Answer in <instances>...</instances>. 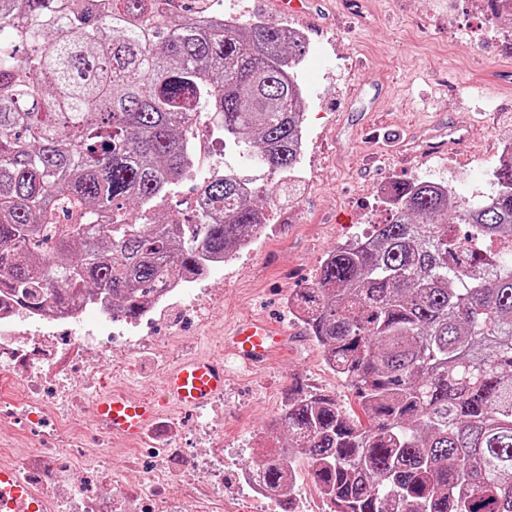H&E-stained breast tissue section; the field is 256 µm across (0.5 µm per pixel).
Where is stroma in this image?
<instances>
[{
    "label": "stroma",
    "instance_id": "35a3bbf8",
    "mask_svg": "<svg viewBox=\"0 0 512 512\" xmlns=\"http://www.w3.org/2000/svg\"><path fill=\"white\" fill-rule=\"evenodd\" d=\"M249 19L288 26L305 35L299 66L304 86L308 148L267 224L245 251L211 270L206 288L221 296L206 320H183L176 298L145 334L179 332L186 346L153 361L116 359L113 384L136 397L159 393L176 360L205 354L223 360L229 375L221 413L206 406L179 414L183 442L191 428L224 424V460L237 470L256 467L288 437L279 428L294 382L350 408L347 382L324 363L288 301L307 287L327 254L390 211L383 192L412 181L449 182L478 195L512 141V29L491 28L488 0H341L338 15L314 23L282 15L274 0H242ZM465 135L452 151L430 155L446 140L449 122ZM261 315L287 328V347L265 367L245 368L226 357L224 336L239 319Z\"/></svg>",
    "mask_w": 512,
    "mask_h": 512
}]
</instances>
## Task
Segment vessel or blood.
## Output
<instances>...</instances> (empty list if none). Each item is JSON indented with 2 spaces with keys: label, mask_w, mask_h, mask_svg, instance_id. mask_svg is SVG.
<instances>
[{
  "label": "vessel or blood",
  "mask_w": 512,
  "mask_h": 512,
  "mask_svg": "<svg viewBox=\"0 0 512 512\" xmlns=\"http://www.w3.org/2000/svg\"><path fill=\"white\" fill-rule=\"evenodd\" d=\"M328 0H276L279 11L307 17ZM289 332L260 318L239 322L225 339V345L244 364L264 365L288 342ZM224 364L212 358H187L176 362L165 374L161 392L154 398H135L111 391L96 403L98 418L113 433L127 438L143 436L167 404L199 408L223 393ZM0 512H44L18 467L0 466Z\"/></svg>",
  "instance_id": "b4317fda"
}]
</instances>
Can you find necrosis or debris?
<instances>
[{"label":"necrosis or debris","mask_w":512,"mask_h":512,"mask_svg":"<svg viewBox=\"0 0 512 512\" xmlns=\"http://www.w3.org/2000/svg\"><path fill=\"white\" fill-rule=\"evenodd\" d=\"M196 280H176L146 306L142 318L172 299L187 297L185 318L218 299L197 291ZM100 312L102 327L70 336L63 324L79 325L87 310ZM165 336H136L115 328L103 301L81 300L69 313L46 307L21 315L8 299L0 300V436L9 444L8 462H22L23 473L48 512H222L225 494L248 490L268 493L257 474L226 470L218 449L223 427L195 428V449L180 438L168 439L152 454L129 450V480L112 479L111 432L98 422L94 401L108 385L103 361L121 351L141 357L165 355ZM41 424L40 432H20V423ZM182 481L173 495L170 479Z\"/></svg>","instance_id":"1"}]
</instances>
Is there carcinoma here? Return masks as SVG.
<instances>
[{
	"instance_id": "1",
	"label": "carcinoma",
	"mask_w": 512,
	"mask_h": 512,
	"mask_svg": "<svg viewBox=\"0 0 512 512\" xmlns=\"http://www.w3.org/2000/svg\"><path fill=\"white\" fill-rule=\"evenodd\" d=\"M172 2L0 0V296L96 293L136 320L171 276L248 243L269 192L228 173L200 185L223 222L144 223L189 173L200 117L283 179L299 166L305 42ZM490 181L479 198L394 186L389 222L291 298L357 409L295 384L268 488L306 458L330 512H512V159Z\"/></svg>"
}]
</instances>
